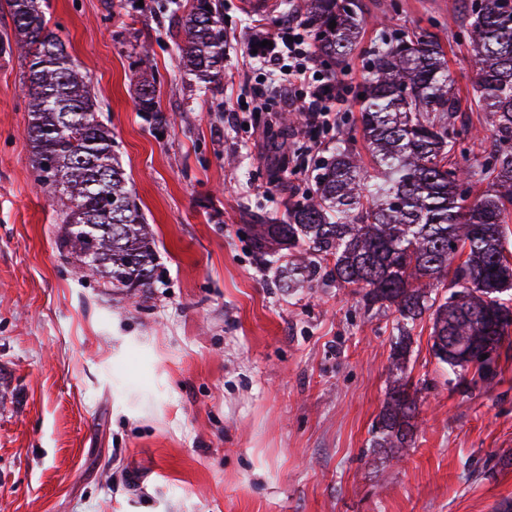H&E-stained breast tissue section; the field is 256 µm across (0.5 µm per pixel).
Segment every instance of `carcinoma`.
<instances>
[{
	"label": "carcinoma",
	"instance_id": "carcinoma-1",
	"mask_svg": "<svg viewBox=\"0 0 512 512\" xmlns=\"http://www.w3.org/2000/svg\"><path fill=\"white\" fill-rule=\"evenodd\" d=\"M44 2L4 0L14 35L0 38V57L27 64L25 132L39 184L63 202L59 249L79 258L83 277L150 288L152 228L112 153L90 78L48 27ZM165 9L184 36L178 64L201 83L215 81L224 71L223 0H167ZM303 10L317 53L343 60L358 48L356 0H303ZM451 24L477 68L471 101L492 126L485 160L470 163L459 149L461 137L478 132L462 117L447 52L423 29L400 32L372 54L359 116L315 164L313 189L289 196L282 217L250 225L251 243L288 293L329 279L359 289L368 307L395 308L393 368L404 369L406 338L427 312L438 362L485 381L497 366L459 348L500 347L512 335V0H470ZM137 67L138 110L161 125L149 49ZM357 130L367 162L348 146ZM478 184L486 189L475 194ZM413 389L402 376L394 381L375 428L374 447L393 459L416 428Z\"/></svg>",
	"mask_w": 512,
	"mask_h": 512
}]
</instances>
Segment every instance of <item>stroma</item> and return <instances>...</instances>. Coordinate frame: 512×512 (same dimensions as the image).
I'll list each match as a JSON object with an SVG mask.
<instances>
[{
    "instance_id": "1",
    "label": "stroma",
    "mask_w": 512,
    "mask_h": 512,
    "mask_svg": "<svg viewBox=\"0 0 512 512\" xmlns=\"http://www.w3.org/2000/svg\"><path fill=\"white\" fill-rule=\"evenodd\" d=\"M49 0L52 27L89 75L112 151L155 229L157 281L139 290L78 279L60 252V204L36 180L24 68L0 58V512H493L512 502V342L497 376L452 382L429 319L406 372L418 428L392 462L372 431L393 378L397 315L318 285L289 295L256 257L246 224L312 185L284 155L328 156L359 112L349 96L322 144L271 137L239 106L265 11L224 0V75L202 87L178 67L161 0ZM359 0L358 49L327 73L359 88L384 28L433 32L462 98L477 79L448 32L463 0ZM151 46L163 127L136 105Z\"/></svg>"
}]
</instances>
